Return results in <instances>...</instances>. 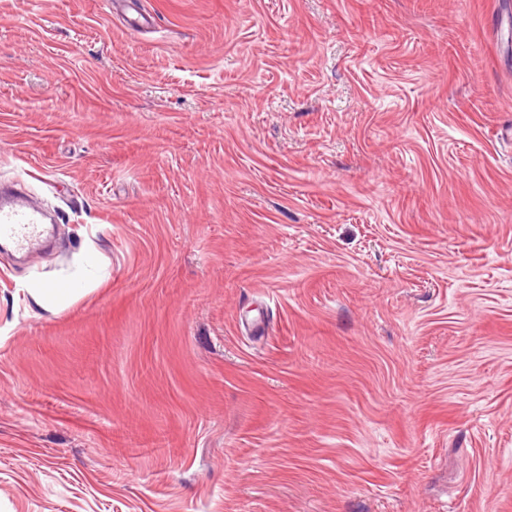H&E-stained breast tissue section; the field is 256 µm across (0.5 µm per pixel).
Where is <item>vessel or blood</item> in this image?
Returning <instances> with one entry per match:
<instances>
[{
    "mask_svg": "<svg viewBox=\"0 0 512 512\" xmlns=\"http://www.w3.org/2000/svg\"><path fill=\"white\" fill-rule=\"evenodd\" d=\"M50 216L18 190H0V241L30 253L42 247L50 234Z\"/></svg>",
    "mask_w": 512,
    "mask_h": 512,
    "instance_id": "obj_1",
    "label": "vessel or blood"
}]
</instances>
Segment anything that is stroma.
Masks as SVG:
<instances>
[{
	"label": "stroma",
	"instance_id": "35a3bbf8",
	"mask_svg": "<svg viewBox=\"0 0 512 512\" xmlns=\"http://www.w3.org/2000/svg\"><path fill=\"white\" fill-rule=\"evenodd\" d=\"M120 2L0 0V512H512V0ZM52 218L33 205L18 190L3 188L0 193V241L18 252L30 253L42 247L48 236Z\"/></svg>",
	"mask_w": 512,
	"mask_h": 512
}]
</instances>
